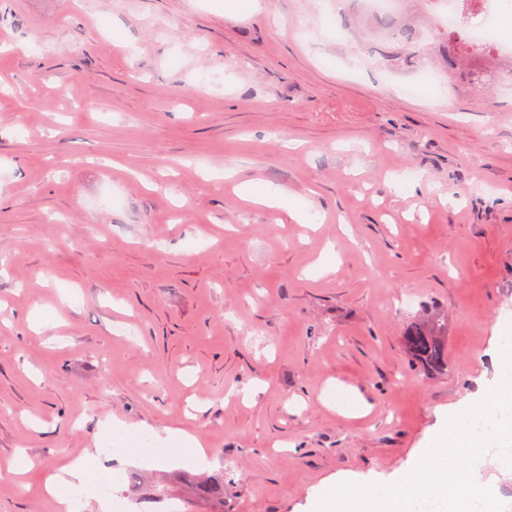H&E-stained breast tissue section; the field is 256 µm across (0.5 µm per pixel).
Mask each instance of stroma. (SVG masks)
<instances>
[{"instance_id": "1", "label": "stroma", "mask_w": 512, "mask_h": 512, "mask_svg": "<svg viewBox=\"0 0 512 512\" xmlns=\"http://www.w3.org/2000/svg\"><path fill=\"white\" fill-rule=\"evenodd\" d=\"M224 3L0 0V512H61L48 476L108 446L152 479L156 430L207 448L225 512H310L409 476L488 392L512 61L461 88L428 0L393 20L411 47L336 0ZM430 313L441 373L403 346Z\"/></svg>"}]
</instances>
